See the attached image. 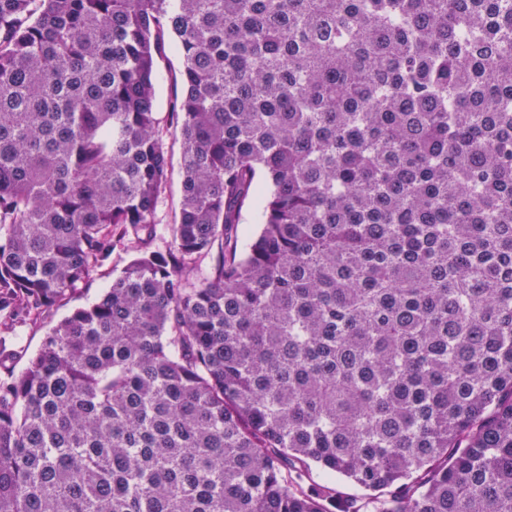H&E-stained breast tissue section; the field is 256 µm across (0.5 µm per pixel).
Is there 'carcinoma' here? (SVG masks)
Here are the masks:
<instances>
[{
    "instance_id": "carcinoma-1",
    "label": "carcinoma",
    "mask_w": 512,
    "mask_h": 512,
    "mask_svg": "<svg viewBox=\"0 0 512 512\" xmlns=\"http://www.w3.org/2000/svg\"><path fill=\"white\" fill-rule=\"evenodd\" d=\"M119 243L0 351V512H512V0H0V331ZM181 60L179 55L166 44L163 56L158 60L159 78L155 92V111L162 119V142L169 160L168 183L157 206V240L161 248L172 245L171 225L179 211L181 199L182 140L179 129L167 124L166 119L172 103L181 94ZM135 255L136 253L127 250L125 245L118 244L112 250V256L109 260L93 273L87 285H83L65 305L54 313L51 322L33 323L32 321H27L23 323L17 327L12 336L14 342L19 347L25 349L28 355L36 352L41 347L52 325L75 309L94 303L103 294L105 288L112 283V278L118 275ZM309 477L317 483L329 485L336 489V498L328 502L327 505V510L330 512L348 511L349 500L365 493L343 478L336 476L333 478L326 477L321 470L314 466L309 471Z\"/></svg>"
}]
</instances>
